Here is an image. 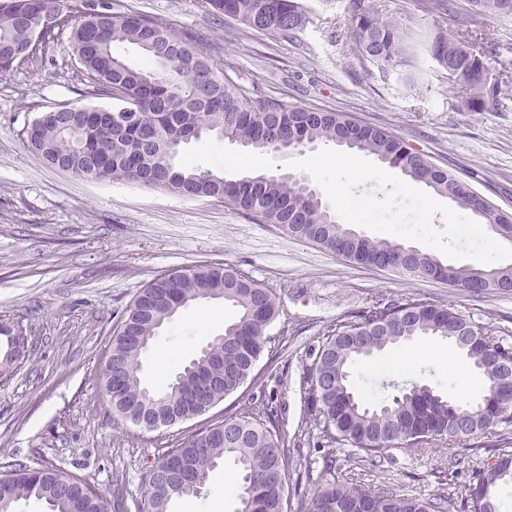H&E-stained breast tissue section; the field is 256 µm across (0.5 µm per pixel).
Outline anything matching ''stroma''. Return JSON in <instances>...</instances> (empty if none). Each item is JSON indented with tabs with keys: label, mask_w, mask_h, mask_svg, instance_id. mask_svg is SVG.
<instances>
[{
	"label": "stroma",
	"mask_w": 512,
	"mask_h": 512,
	"mask_svg": "<svg viewBox=\"0 0 512 512\" xmlns=\"http://www.w3.org/2000/svg\"><path fill=\"white\" fill-rule=\"evenodd\" d=\"M176 30L202 35L231 77L259 96L310 110L342 112L378 126L512 214V86L501 104L473 112L464 88H451L431 60L388 74L355 54L348 30L352 0H303L310 21L297 40L280 42L226 23L202 0H110ZM386 17L422 33L456 28L454 12L427 16L417 0H381ZM476 44L497 53L499 73L512 59V18L480 16ZM99 105L86 92L69 33L43 63L0 77V320L22 322L32 344L17 375L0 383V463L47 465L94 486L112 512H138L142 481L161 448L232 416L250 400L271 402L287 437L310 431L295 463L318 458L314 422L306 421L300 380L338 319L378 301L417 297L451 306L512 341V294H469L448 283L350 262L281 228L262 224L224 201L187 198L121 180L87 181L48 166L24 131L49 107ZM222 262L271 288L278 304L268 333L276 337L241 389L205 414L146 431L116 423L98 378L112 332L143 286L156 276ZM237 316L219 300L192 303L165 324L142 359L141 377L163 388L175 370L224 332ZM464 359L447 341L417 338L375 352L350 369L367 405L389 401L396 386L426 384L457 396ZM434 446L375 466L341 453L339 476L356 486L394 488L419 498L457 497L469 469ZM238 470L226 460L200 496L177 499L175 512H237Z\"/></svg>",
	"instance_id": "obj_1"
}]
</instances>
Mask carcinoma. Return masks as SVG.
Returning a JSON list of instances; mask_svg holds the SVG:
<instances>
[{"label":"carcinoma","instance_id":"cac0c4a2","mask_svg":"<svg viewBox=\"0 0 512 512\" xmlns=\"http://www.w3.org/2000/svg\"><path fill=\"white\" fill-rule=\"evenodd\" d=\"M247 30L278 41H294L309 22L301 0H203ZM471 14L512 17V0H469ZM426 15L448 14L449 0H417ZM470 17L461 16L453 32L437 31L420 44L399 24L383 17L376 0H353L350 30L358 57L385 74L415 62L418 53L452 74L450 82L468 91L473 111L501 95L503 79L492 76L484 58L466 38ZM71 30L72 46L91 93L121 95L116 108L49 110L26 130L27 141L51 167L90 180H125L184 197L222 199L288 235L361 264L380 266L400 258V244L356 234L339 221L319 192L279 174L226 179L210 170L174 163L180 148L205 133L260 151H279L347 138L350 149L368 152L404 177L424 183L491 229L498 210L473 195L464 183L407 148L389 132L361 126L340 112L310 113L234 82L214 63L205 39L134 12H116L102 0H0V73L43 62L59 31ZM137 46L144 62L133 65L114 53V45ZM413 273L478 293L512 291V266L445 265L416 252ZM222 300L236 307L235 322L210 342L162 390L145 387L141 357L164 324L192 302ZM276 317L271 289L222 263H207L161 274L130 303L112 333L111 363L99 371L112 417L136 426L158 418L179 423L208 412L238 391L272 343L266 330ZM465 359L482 375L476 399L451 400L431 387L413 385L392 400L368 407L349 383L350 365L388 346L420 336H439L455 344L462 328ZM512 343L461 312L408 297L351 311L322 341L301 385L304 411L319 420L323 454L318 474L310 467L296 482L317 486L310 512H451L452 498L409 497L393 488L355 487L336 475V453L350 451L373 463L394 461L396 453L435 441L452 450L500 428L494 440L478 442L499 460L512 461ZM19 371L8 349H0V382ZM231 458L241 473L238 512H287L290 459L275 410L245 404L234 416L165 448L143 478L139 512H174V501L206 484L210 473ZM486 466L471 472L465 512H498L492 495L506 476ZM34 499L46 512H106L96 489H79L65 471L22 463L0 464V512Z\"/></svg>","mask_w":512,"mask_h":512}]
</instances>
